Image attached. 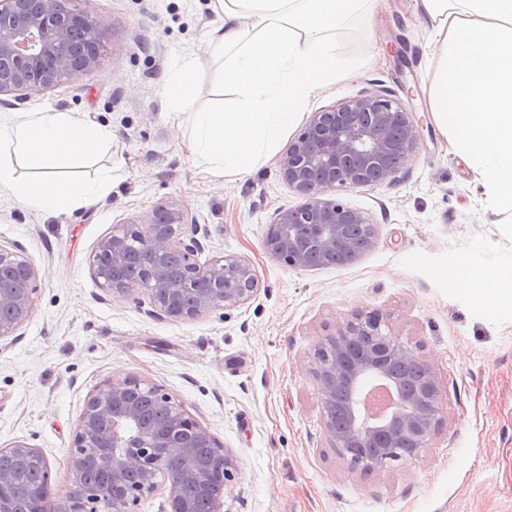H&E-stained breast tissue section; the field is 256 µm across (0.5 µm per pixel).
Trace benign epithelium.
Returning <instances> with one entry per match:
<instances>
[{
  "instance_id": "benign-epithelium-1",
  "label": "benign epithelium",
  "mask_w": 512,
  "mask_h": 512,
  "mask_svg": "<svg viewBox=\"0 0 512 512\" xmlns=\"http://www.w3.org/2000/svg\"><path fill=\"white\" fill-rule=\"evenodd\" d=\"M16 23L0 28V94L44 90L96 70L105 31L93 15L61 9L60 0H0V15ZM418 141L411 113L378 93L313 113L279 159L283 178L304 203L277 212L264 247L285 264L309 269L316 256L354 257L352 228H374L365 214L329 197L338 187L392 180ZM188 212L156 204L144 225L130 222L100 241L93 273L116 297L146 291L154 318L186 320L222 307L234 309L261 289L244 259L220 257L201 266L203 245ZM37 271L26 259L0 250V341L29 317ZM409 359L423 371L409 385L396 368ZM312 374L320 396L324 434L350 471H381L428 447L443 406L434 365L415 353L377 313H358L325 336ZM8 451L48 467L36 448L19 442ZM237 461L169 394L139 379L106 383L89 398L74 437L67 492L51 502L44 489L29 493L27 512H136L141 499L167 477L171 512H190L196 494L211 493L219 512ZM12 474L0 468V512H12Z\"/></svg>"
}]
</instances>
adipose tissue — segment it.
I'll return each instance as SVG.
<instances>
[{
  "mask_svg": "<svg viewBox=\"0 0 512 512\" xmlns=\"http://www.w3.org/2000/svg\"><path fill=\"white\" fill-rule=\"evenodd\" d=\"M437 69L429 110L451 134L457 155L478 176L490 207L512 211V0H415ZM374 0H213L221 26L209 33L231 105H196L195 58L165 74L170 112L192 115L191 153L210 174L241 177L270 161L311 102L362 58L336 36ZM110 129L71 112H33L0 123V196L35 209L66 212L108 194L112 172L82 176L79 165L110 143ZM23 160L27 178L15 175ZM458 286L496 303L512 287V264L469 270Z\"/></svg>",
  "mask_w": 512,
  "mask_h": 512,
  "instance_id": "obj_1",
  "label": "adipose tissue"
}]
</instances>
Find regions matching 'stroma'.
Here are the masks:
<instances>
[{
    "label": "stroma",
    "mask_w": 512,
    "mask_h": 512,
    "mask_svg": "<svg viewBox=\"0 0 512 512\" xmlns=\"http://www.w3.org/2000/svg\"><path fill=\"white\" fill-rule=\"evenodd\" d=\"M106 27L91 74L43 91L0 95V120L76 112L112 130L82 167L112 171V192L67 214L0 197V249L38 272L30 318L0 341V449L23 442L49 463L52 498L66 492L73 438L86 401L112 380L163 389L224 448L239 470L222 512H512V296L497 306L451 287L462 261H512V223L485 207L475 175L454 155L429 110L436 61L414 0H376L373 34H342L341 51L368 58L310 106L319 111L379 92L414 116L419 140L393 181L342 188L362 211L373 246L344 266L296 269L264 248L268 225L303 198L277 163L228 180L201 172L190 119L165 111L164 74L199 63L197 104L229 103L209 54L219 21L209 0H71ZM160 202L189 211L205 236L196 257L248 261L260 291L232 310L190 320L148 316V297L113 296L93 256L117 225ZM376 312L436 367L443 413L429 448L380 472H349L329 448L311 367L336 324Z\"/></svg>",
    "instance_id": "stroma-1"
}]
</instances>
